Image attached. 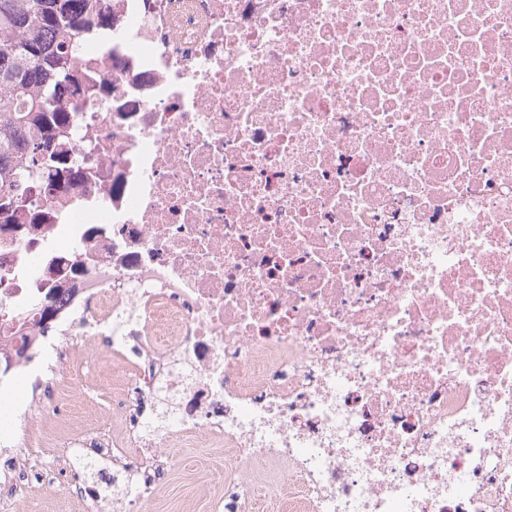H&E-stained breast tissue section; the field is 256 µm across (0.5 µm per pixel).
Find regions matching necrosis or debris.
Instances as JSON below:
<instances>
[{
  "label": "necrosis or debris",
  "instance_id": "1",
  "mask_svg": "<svg viewBox=\"0 0 512 512\" xmlns=\"http://www.w3.org/2000/svg\"><path fill=\"white\" fill-rule=\"evenodd\" d=\"M102 16L68 160L0 223V350L50 289L96 323L34 404L103 346L139 498L171 446L223 449L225 512H512V0Z\"/></svg>",
  "mask_w": 512,
  "mask_h": 512
}]
</instances>
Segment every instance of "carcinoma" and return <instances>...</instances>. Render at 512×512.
<instances>
[{"instance_id":"1","label":"carcinoma","mask_w":512,"mask_h":512,"mask_svg":"<svg viewBox=\"0 0 512 512\" xmlns=\"http://www.w3.org/2000/svg\"><path fill=\"white\" fill-rule=\"evenodd\" d=\"M98 0H0V213L13 219L24 181L60 166L65 94L80 91L74 44L97 24Z\"/></svg>"}]
</instances>
